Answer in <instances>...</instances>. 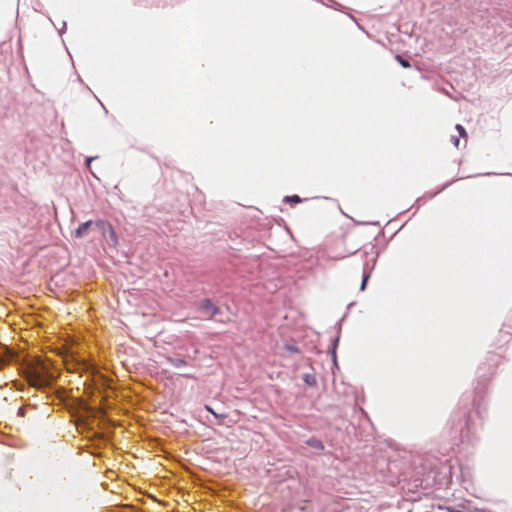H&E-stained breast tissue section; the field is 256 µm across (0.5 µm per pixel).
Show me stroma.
<instances>
[{
    "label": "stroma",
    "mask_w": 512,
    "mask_h": 512,
    "mask_svg": "<svg viewBox=\"0 0 512 512\" xmlns=\"http://www.w3.org/2000/svg\"><path fill=\"white\" fill-rule=\"evenodd\" d=\"M367 32L479 109L512 88V0H400ZM170 167L127 199L66 138L0 38V491L40 411L61 458L112 489L97 512H484L463 440L403 452L371 429L297 292L319 256ZM27 428L39 439L41 445L54 442L57 444L62 435L69 437L70 428L57 420L48 418V413H41L27 423Z\"/></svg>",
    "instance_id": "1"
}]
</instances>
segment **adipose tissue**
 Instances as JSON below:
<instances>
[{"instance_id": "adipose-tissue-1", "label": "adipose tissue", "mask_w": 512, "mask_h": 512, "mask_svg": "<svg viewBox=\"0 0 512 512\" xmlns=\"http://www.w3.org/2000/svg\"><path fill=\"white\" fill-rule=\"evenodd\" d=\"M399 0H0L65 134L136 202L166 159L321 254L298 306L395 447L469 432L512 512V94L433 89L364 22ZM141 148H134L133 140Z\"/></svg>"}]
</instances>
